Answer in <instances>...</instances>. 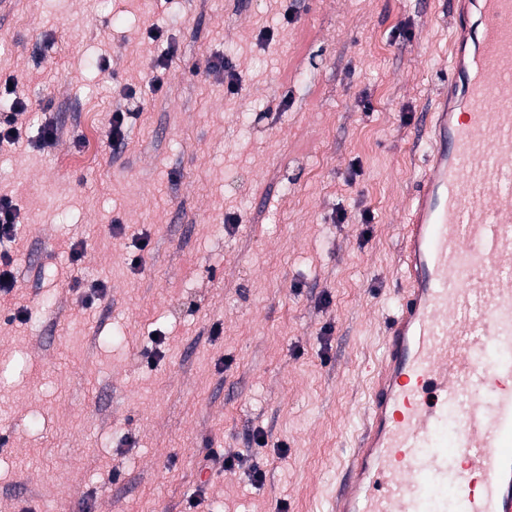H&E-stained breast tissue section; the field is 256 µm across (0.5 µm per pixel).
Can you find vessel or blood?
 Instances as JSON below:
<instances>
[{"instance_id":"obj_1","label":"vessel or blood","mask_w":512,"mask_h":512,"mask_svg":"<svg viewBox=\"0 0 512 512\" xmlns=\"http://www.w3.org/2000/svg\"><path fill=\"white\" fill-rule=\"evenodd\" d=\"M403 284L332 512H512V0H452Z\"/></svg>"}]
</instances>
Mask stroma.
Masks as SVG:
<instances>
[{"instance_id":"obj_1","label":"stroma","mask_w":512,"mask_h":512,"mask_svg":"<svg viewBox=\"0 0 512 512\" xmlns=\"http://www.w3.org/2000/svg\"><path fill=\"white\" fill-rule=\"evenodd\" d=\"M13 2L0 512H329L397 309L450 0ZM211 448L241 465L200 472ZM137 114L134 111L116 110L113 112L110 120L109 137L113 146H118L122 143L126 131V127L135 119ZM18 213L12 200L6 196H0V240H11L17 229ZM13 257L6 251L0 252V298L11 295L15 289L16 277L13 272ZM2 266L4 269H2Z\"/></svg>"}]
</instances>
